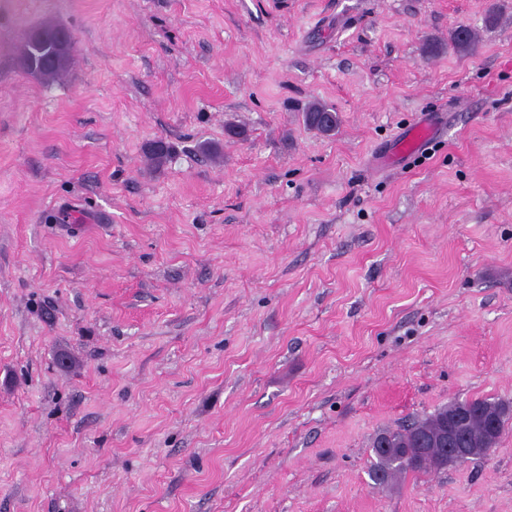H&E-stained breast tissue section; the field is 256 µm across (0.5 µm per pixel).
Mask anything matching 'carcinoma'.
<instances>
[{
    "instance_id": "carcinoma-1",
    "label": "carcinoma",
    "mask_w": 512,
    "mask_h": 512,
    "mask_svg": "<svg viewBox=\"0 0 512 512\" xmlns=\"http://www.w3.org/2000/svg\"><path fill=\"white\" fill-rule=\"evenodd\" d=\"M40 30L44 33L41 41L33 43L30 39H25L21 63L29 71L31 62H37L40 68L39 77L53 81L61 77L70 65L72 36L67 29L54 25L42 26ZM450 40L456 49L468 52L477 43L478 34L469 27H459L451 34ZM303 121L309 129L321 135H329L336 131L339 117L326 104L313 101L305 107ZM461 404L479 413V416L470 421V432L478 439L486 441L488 447H496L498 438L512 420V406L499 400L481 398L454 401L406 426L376 435L371 444L372 481L380 486H388L409 471L426 473L441 469V449L424 448L422 441L434 436L448 418V414Z\"/></svg>"
}]
</instances>
